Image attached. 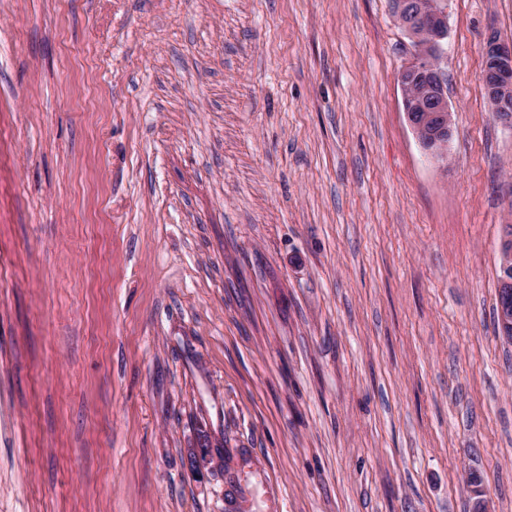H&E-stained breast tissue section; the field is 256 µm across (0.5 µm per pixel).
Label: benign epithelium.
<instances>
[{
    "instance_id": "7a95c632",
    "label": "benign epithelium",
    "mask_w": 512,
    "mask_h": 512,
    "mask_svg": "<svg viewBox=\"0 0 512 512\" xmlns=\"http://www.w3.org/2000/svg\"><path fill=\"white\" fill-rule=\"evenodd\" d=\"M396 18L411 38V59L398 78L411 75L421 84L419 95L403 101L408 125L424 151L434 160L448 161L453 137L452 113L445 95L441 66L448 37V11L433 0H400ZM482 83L498 121L512 128V41L490 33L481 43ZM504 299L498 306L501 335L512 341V246L502 242L499 255Z\"/></svg>"
}]
</instances>
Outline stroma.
<instances>
[{
  "label": "stroma",
  "instance_id": "1",
  "mask_svg": "<svg viewBox=\"0 0 512 512\" xmlns=\"http://www.w3.org/2000/svg\"><path fill=\"white\" fill-rule=\"evenodd\" d=\"M0 0V512H512V129L447 0ZM396 18L411 38V59L401 68L398 78L403 81L410 74L421 84L417 98L403 101L406 121L424 151L436 161L447 162L453 137L452 113L445 95L446 75L441 66L448 37L447 8L430 0H401ZM418 25L428 30V41H421L416 33ZM504 239L500 248L499 263V280L502 276L501 287L504 299L498 306V322L501 335L507 340L512 341V247L507 244ZM511 275V277H510Z\"/></svg>",
  "mask_w": 512,
  "mask_h": 512
}]
</instances>
